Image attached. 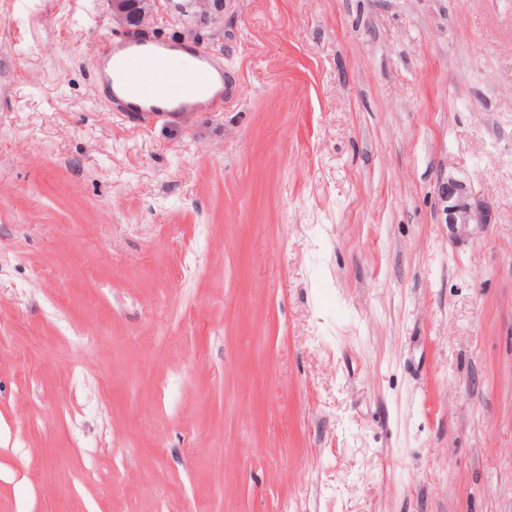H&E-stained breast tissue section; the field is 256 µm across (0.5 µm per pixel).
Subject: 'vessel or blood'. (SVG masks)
<instances>
[{"instance_id":"1","label":"vessel or blood","mask_w":512,"mask_h":512,"mask_svg":"<svg viewBox=\"0 0 512 512\" xmlns=\"http://www.w3.org/2000/svg\"><path fill=\"white\" fill-rule=\"evenodd\" d=\"M113 110L143 125L169 122L172 115L204 109L223 98L224 71L211 56L183 42L127 32L99 58Z\"/></svg>"}]
</instances>
